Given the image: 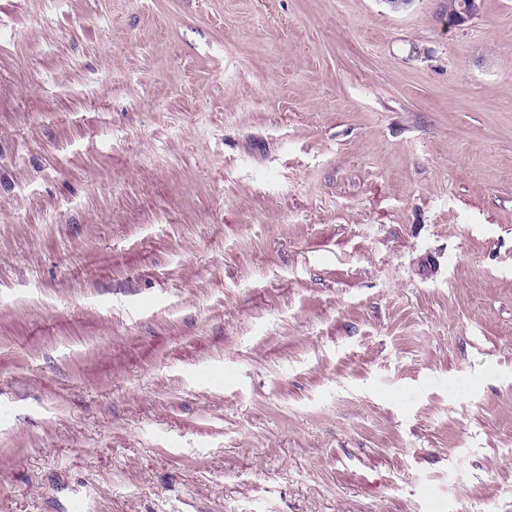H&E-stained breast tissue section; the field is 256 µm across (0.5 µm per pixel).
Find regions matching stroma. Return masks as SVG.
<instances>
[{
    "mask_svg": "<svg viewBox=\"0 0 512 512\" xmlns=\"http://www.w3.org/2000/svg\"><path fill=\"white\" fill-rule=\"evenodd\" d=\"M0 0V512H512V0ZM483 0H465L461 2V8L455 14L448 13V21L445 24L448 29L462 27L479 16Z\"/></svg>",
    "mask_w": 512,
    "mask_h": 512,
    "instance_id": "stroma-1",
    "label": "stroma"
}]
</instances>
